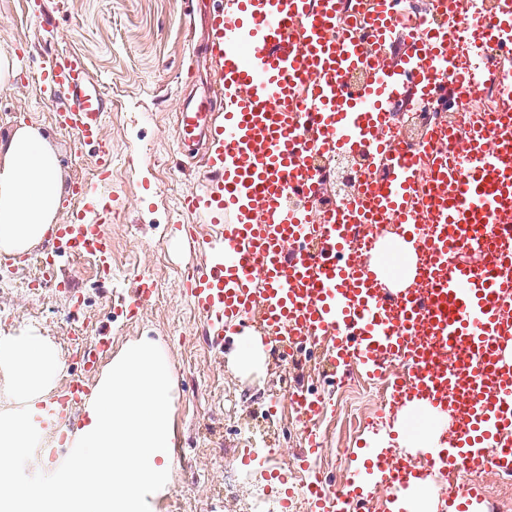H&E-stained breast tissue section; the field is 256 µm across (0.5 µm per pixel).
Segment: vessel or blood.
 Listing matches in <instances>:
<instances>
[{
    "mask_svg": "<svg viewBox=\"0 0 512 512\" xmlns=\"http://www.w3.org/2000/svg\"><path fill=\"white\" fill-rule=\"evenodd\" d=\"M345 0H212L205 52L224 91V110L206 105L178 114L177 140L207 142V163L219 178L211 189L185 195L183 210L221 227L207 239L193 224L174 232L207 254L182 274L181 286L221 344L224 331L257 321L282 357L327 341L334 373L356 371L386 387L381 421L409 410L447 418L449 435L413 464L397 441L372 442L346 486L314 476L300 489L282 488L283 502L303 496L310 512H363L370 481L394 496L425 493L431 479L449 482L440 512H474L484 505L482 485L464 482L469 471L512 475V249L488 251V234L512 240V109L500 112L496 138H470L433 159V181L418 199L419 159L393 132L396 93L421 98L461 96L467 80L446 83L433 71L448 55L445 22L427 40L405 37L400 70L375 69L359 89L343 81L369 61L366 46L395 45L394 23L406 0H355L352 31L336 36ZM481 41L512 54V10L476 31ZM47 98L66 93L56 111L65 133L102 142L101 116L110 108L84 56L72 52L41 71ZM372 141L387 157L381 175L363 180L364 217L354 210L322 211L319 223L290 207L289 199L319 193L310 169L322 151H353ZM410 242L419 260L409 287L382 285L379 265L367 262L363 237L387 238V225ZM54 237L82 247L109 270L112 244L103 216L73 211ZM128 305L137 315L154 293L145 274L134 279ZM110 347L86 345L83 369L96 373ZM84 378L71 380L43 402L40 429L74 426L87 396ZM288 400L302 416L307 464L323 448L314 428L323 397L295 389Z\"/></svg>",
    "mask_w": 512,
    "mask_h": 512,
    "instance_id": "vessel-or-blood-1",
    "label": "vessel or blood"
}]
</instances>
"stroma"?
<instances>
[{"label":"stroma","mask_w":512,"mask_h":512,"mask_svg":"<svg viewBox=\"0 0 512 512\" xmlns=\"http://www.w3.org/2000/svg\"><path fill=\"white\" fill-rule=\"evenodd\" d=\"M210 6L211 0H197L189 20L176 0H40L33 15L26 0H0V53L22 58L11 84L0 89V138L24 125L45 136L62 184L56 221L65 223L73 185L96 180L98 147L55 126L54 106L41 97L39 79L42 62L82 53L112 104L102 117L112 148L109 195L102 205L119 211L108 226L110 272L47 239L31 254H54L55 281L32 290L0 281V336L29 329L60 346L75 330L90 342L109 336L112 352L142 336L161 344L176 383L175 448L173 485L154 512H250L255 483L295 464L303 451V423L288 401L292 387L326 392L330 405L318 422L325 451L317 470L347 481L383 396L355 373L329 387L320 355L307 351L289 362L267 350L259 370L242 373L234 364L235 334L225 333L222 346L211 347L206 324L183 293L181 272L203 257L176 238L172 226L180 196L205 187L206 160L199 152L184 156L175 137L176 115L191 98H222L215 84L185 85L188 66L204 77L214 70L201 52ZM138 272L153 279L154 296L131 319L123 300ZM274 396L280 408L272 415L266 403ZM229 463L242 464L249 476L228 493Z\"/></svg>","instance_id":"1"}]
</instances>
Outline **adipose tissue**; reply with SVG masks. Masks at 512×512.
Returning <instances> with one entry per match:
<instances>
[{"label": "adipose tissue", "mask_w": 512, "mask_h": 512, "mask_svg": "<svg viewBox=\"0 0 512 512\" xmlns=\"http://www.w3.org/2000/svg\"><path fill=\"white\" fill-rule=\"evenodd\" d=\"M60 201L53 152L36 129L15 130L0 144V254L18 256L43 241Z\"/></svg>", "instance_id": "adipose-tissue-1"}]
</instances>
